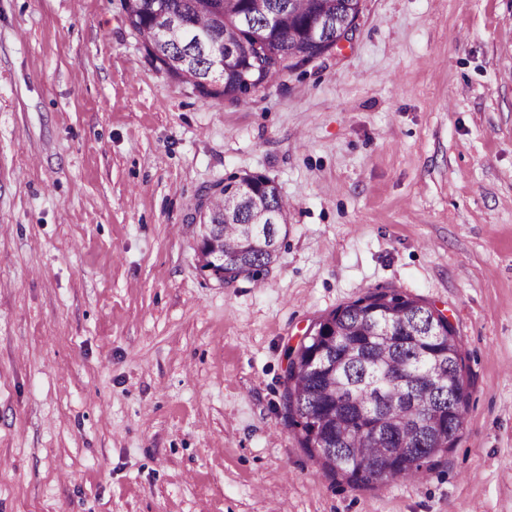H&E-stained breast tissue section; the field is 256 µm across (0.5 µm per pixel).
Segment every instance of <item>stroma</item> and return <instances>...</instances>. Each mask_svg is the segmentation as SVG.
Returning <instances> with one entry per match:
<instances>
[{"label":"stroma","mask_w":512,"mask_h":512,"mask_svg":"<svg viewBox=\"0 0 512 512\" xmlns=\"http://www.w3.org/2000/svg\"><path fill=\"white\" fill-rule=\"evenodd\" d=\"M246 174L289 202L260 288L185 223ZM376 287L454 324L469 407L424 481L353 489L281 375ZM0 512H512V0H363L240 105L152 64L123 0H0Z\"/></svg>","instance_id":"35a3bbf8"}]
</instances>
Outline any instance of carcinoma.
I'll list each match as a JSON object with an SVG mask.
<instances>
[{"label": "carcinoma", "instance_id": "obj_1", "mask_svg": "<svg viewBox=\"0 0 512 512\" xmlns=\"http://www.w3.org/2000/svg\"><path fill=\"white\" fill-rule=\"evenodd\" d=\"M331 3L333 20L348 17L347 0H125L127 21L144 40L148 57L167 74L192 86L198 98L248 103L249 93L276 79L283 71L302 67L336 45L327 36L319 44L306 36V25ZM180 14L183 24L170 31L161 54L155 45V10ZM282 16L270 31L267 51L250 40L253 29ZM237 46L242 72L220 75L213 68L216 51ZM181 61L172 71L169 60ZM245 178L218 182L199 195L186 223H196L206 209L210 233L228 257L239 246L242 224L224 222L226 194ZM276 223L264 225L265 235L280 240L286 230L288 204L270 197ZM250 267L249 280L258 285L269 275V259L261 251L241 257ZM336 323L339 339L322 336L285 350L288 360L282 400L288 403V427L302 448L332 479L352 488H374L398 480L420 479L441 460L432 452L433 434L400 433L420 416L418 406L405 400L417 389V399L430 409L428 418L445 427L443 444L456 446L468 410L469 393H460L448 379L465 376L466 363L455 326L422 299L395 288H373L324 316ZM391 335H383L384 329ZM454 357L440 356L447 346ZM389 414L394 433L376 432L372 422L380 409ZM391 452V462L384 455Z\"/></svg>", "mask_w": 512, "mask_h": 512}]
</instances>
